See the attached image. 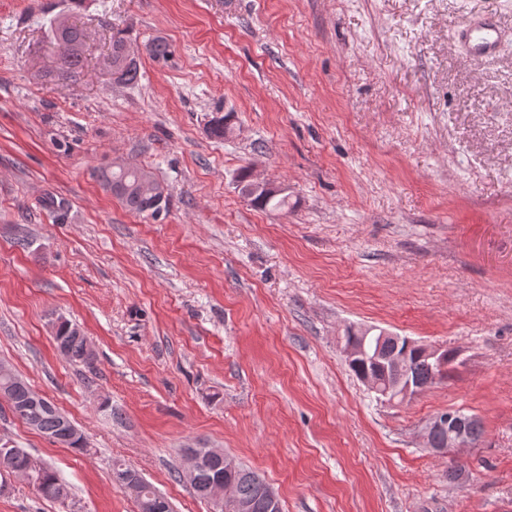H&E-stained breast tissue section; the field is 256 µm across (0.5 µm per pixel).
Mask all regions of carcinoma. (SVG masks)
<instances>
[{
    "label": "carcinoma",
    "instance_id": "cac0c4a2",
    "mask_svg": "<svg viewBox=\"0 0 512 512\" xmlns=\"http://www.w3.org/2000/svg\"><path fill=\"white\" fill-rule=\"evenodd\" d=\"M50 31L57 46L56 65L51 74L61 80H75L83 72L85 32L82 28L56 17L50 21ZM131 42L129 28L112 29L111 44L108 55L112 58V69L118 75V83L131 85L137 81L139 63L126 53V45ZM101 180L114 191L125 206L136 213L146 214L152 218L161 215L167 208L168 196L149 195L141 191L140 180L144 177L153 181L157 187L162 184L156 180L151 171L144 168H123L112 166L100 174ZM254 207L261 210H280L288 206V197L272 195L260 190L249 196ZM86 336L77 331V327L66 323L63 334L54 338L56 345L65 350V356L73 362L88 367L94 361L86 354ZM409 378L418 387L425 389L435 384L434 376L439 379L448 377V366H436L427 359L409 352L407 357ZM13 392L16 408L12 413L27 426L47 436L57 437L76 452H83L86 443L81 431L74 423L48 399L33 401L29 398L30 387L14 372L0 373V390ZM30 463V455L22 448L7 457H0V468L7 472H20ZM216 464L207 462L199 472L196 481L191 484L195 495L202 500H210L211 480ZM224 480L228 481L237 496L250 504V512H269V504L262 491L263 477L257 472L238 463L232 470H223ZM140 493L136 496L139 512H172L167 498L159 494L142 476H137ZM38 493L50 500L65 502L70 497L68 485L50 468H40L38 481L35 482Z\"/></svg>",
    "mask_w": 512,
    "mask_h": 512
}]
</instances>
